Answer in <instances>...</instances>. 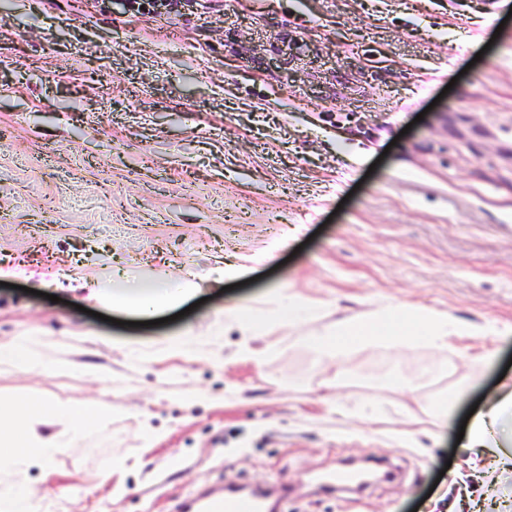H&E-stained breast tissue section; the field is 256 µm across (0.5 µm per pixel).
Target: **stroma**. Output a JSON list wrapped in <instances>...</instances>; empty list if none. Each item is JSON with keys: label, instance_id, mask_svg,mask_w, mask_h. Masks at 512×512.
Wrapping results in <instances>:
<instances>
[{"label": "stroma", "instance_id": "1", "mask_svg": "<svg viewBox=\"0 0 512 512\" xmlns=\"http://www.w3.org/2000/svg\"><path fill=\"white\" fill-rule=\"evenodd\" d=\"M0 265V345L71 365L0 371V396L112 407L26 474L49 512H186L226 485L287 488L280 512L512 498L457 442L512 360L485 332L512 326V0H0ZM185 267L203 303L152 327L99 319L83 287ZM281 293L317 315L225 323ZM384 308L472 332L349 337L339 361L306 342ZM200 334L210 353L165 355ZM362 457L381 481L314 479Z\"/></svg>", "mask_w": 512, "mask_h": 512}]
</instances>
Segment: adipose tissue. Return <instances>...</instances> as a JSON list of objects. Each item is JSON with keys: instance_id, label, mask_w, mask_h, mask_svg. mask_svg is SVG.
Returning <instances> with one entry per match:
<instances>
[{"instance_id": "ef3b65f1", "label": "adipose tissue", "mask_w": 512, "mask_h": 512, "mask_svg": "<svg viewBox=\"0 0 512 512\" xmlns=\"http://www.w3.org/2000/svg\"><path fill=\"white\" fill-rule=\"evenodd\" d=\"M197 292L191 272H183L178 280L159 273L147 278L127 279L116 294L96 291L101 304L116 310H132L143 318L173 307ZM467 326L449 321L437 312L415 313L398 329L399 336H423L436 347L448 344L449 337L469 334ZM376 328L362 319H343L326 327L312 339L317 353L341 358L345 348L343 337L369 339ZM512 408V384H501L489 397L484 410L474 418L467 445L479 449L481 456L491 457L496 467L512 471V428H504L502 414ZM112 417L108 405L75 406L48 402L37 397L0 400V480L11 478L12 486L0 492V512H39L40 502L22 483L29 470L46 469L60 449L63 437H80L87 426Z\"/></svg>"}]
</instances>
